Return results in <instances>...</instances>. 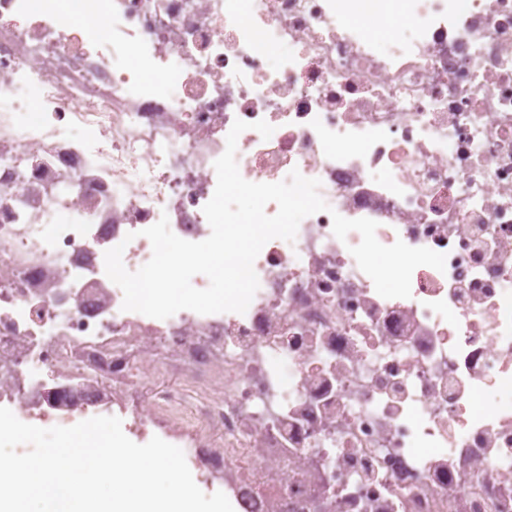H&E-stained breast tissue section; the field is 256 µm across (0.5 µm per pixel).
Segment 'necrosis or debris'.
Returning a JSON list of instances; mask_svg holds the SVG:
<instances>
[{
    "mask_svg": "<svg viewBox=\"0 0 512 512\" xmlns=\"http://www.w3.org/2000/svg\"><path fill=\"white\" fill-rule=\"evenodd\" d=\"M238 119L330 212L245 313L123 310L106 251L205 240ZM336 213L445 271L381 297ZM0 407L175 440L234 512H512V0H0Z\"/></svg>",
    "mask_w": 512,
    "mask_h": 512,
    "instance_id": "obj_1",
    "label": "necrosis or debris"
}]
</instances>
